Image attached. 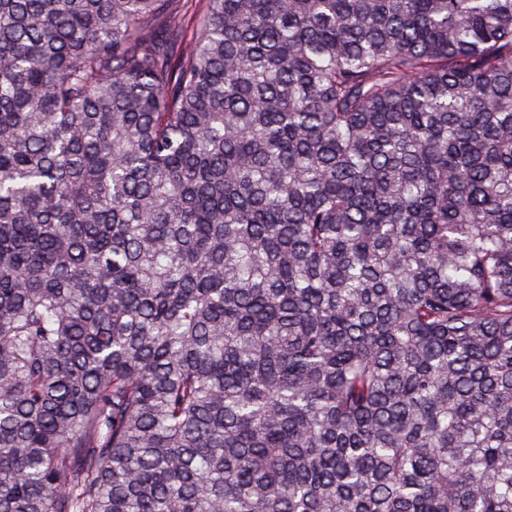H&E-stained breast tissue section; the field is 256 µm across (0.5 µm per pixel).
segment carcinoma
I'll return each instance as SVG.
<instances>
[{
	"mask_svg": "<svg viewBox=\"0 0 512 512\" xmlns=\"http://www.w3.org/2000/svg\"><path fill=\"white\" fill-rule=\"evenodd\" d=\"M0 0V512H512V0Z\"/></svg>",
	"mask_w": 512,
	"mask_h": 512,
	"instance_id": "cac0c4a2",
	"label": "carcinoma"
}]
</instances>
